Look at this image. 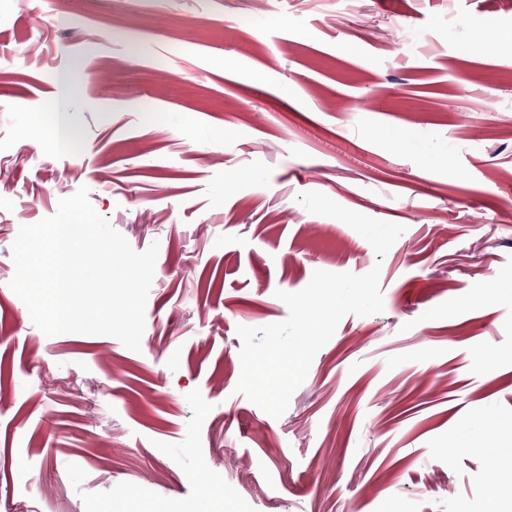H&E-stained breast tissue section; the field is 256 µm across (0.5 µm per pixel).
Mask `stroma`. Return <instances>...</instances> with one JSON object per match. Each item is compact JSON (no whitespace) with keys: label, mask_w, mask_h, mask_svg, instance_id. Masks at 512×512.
Here are the masks:
<instances>
[{"label":"stroma","mask_w":512,"mask_h":512,"mask_svg":"<svg viewBox=\"0 0 512 512\" xmlns=\"http://www.w3.org/2000/svg\"><path fill=\"white\" fill-rule=\"evenodd\" d=\"M512 34L495 0H0V512H486L512 486ZM73 79L58 151L55 74ZM402 146L392 150L391 138ZM87 187L158 244L140 351L45 335L21 226ZM317 191L404 226L377 260ZM380 266L287 410L237 394L277 291Z\"/></svg>","instance_id":"35a3bbf8"}]
</instances>
